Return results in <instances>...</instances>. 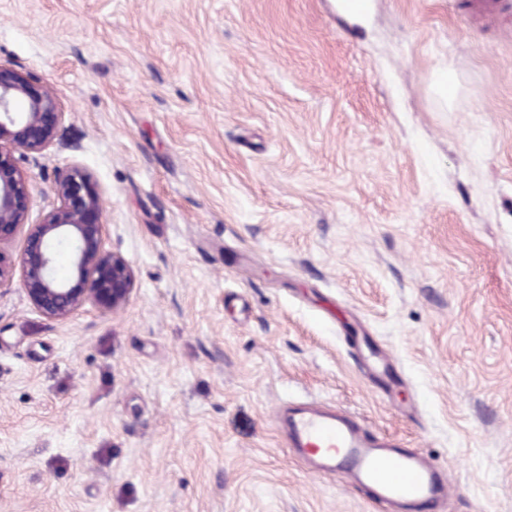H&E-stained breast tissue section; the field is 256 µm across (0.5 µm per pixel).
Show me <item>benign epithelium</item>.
I'll use <instances>...</instances> for the list:
<instances>
[{
	"mask_svg": "<svg viewBox=\"0 0 512 512\" xmlns=\"http://www.w3.org/2000/svg\"><path fill=\"white\" fill-rule=\"evenodd\" d=\"M64 113L56 93L37 87L0 65V288L9 284L13 265L6 252L27 224L30 190L22 176L57 139ZM61 205L42 216L24 241L22 283L43 316L64 321L90 306L102 312L123 309L133 289V271L119 253L106 247L103 204L88 173L58 177L53 186ZM70 254V273L60 280L56 254Z\"/></svg>",
	"mask_w": 512,
	"mask_h": 512,
	"instance_id": "1",
	"label": "benign epithelium"
}]
</instances>
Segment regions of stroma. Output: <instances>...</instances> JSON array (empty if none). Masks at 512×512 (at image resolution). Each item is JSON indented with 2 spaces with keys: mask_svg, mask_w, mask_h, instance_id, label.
<instances>
[{
  "mask_svg": "<svg viewBox=\"0 0 512 512\" xmlns=\"http://www.w3.org/2000/svg\"><path fill=\"white\" fill-rule=\"evenodd\" d=\"M338 3L0 0L65 114L28 222L88 172L134 274L62 323L0 288V512H381L279 448L311 402L512 512V10Z\"/></svg>",
  "mask_w": 512,
  "mask_h": 512,
  "instance_id": "stroma-1",
  "label": "stroma"
}]
</instances>
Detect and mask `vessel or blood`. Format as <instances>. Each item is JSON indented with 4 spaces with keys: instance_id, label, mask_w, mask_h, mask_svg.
I'll return each instance as SVG.
<instances>
[{
    "instance_id": "1",
    "label": "vessel or blood",
    "mask_w": 512,
    "mask_h": 512,
    "mask_svg": "<svg viewBox=\"0 0 512 512\" xmlns=\"http://www.w3.org/2000/svg\"><path fill=\"white\" fill-rule=\"evenodd\" d=\"M286 446L298 458L316 461L320 475L339 474L370 491L376 504L399 503L408 512L441 507L447 486L437 467L416 450L398 449L382 434L332 406L310 404L289 415Z\"/></svg>"
}]
</instances>
